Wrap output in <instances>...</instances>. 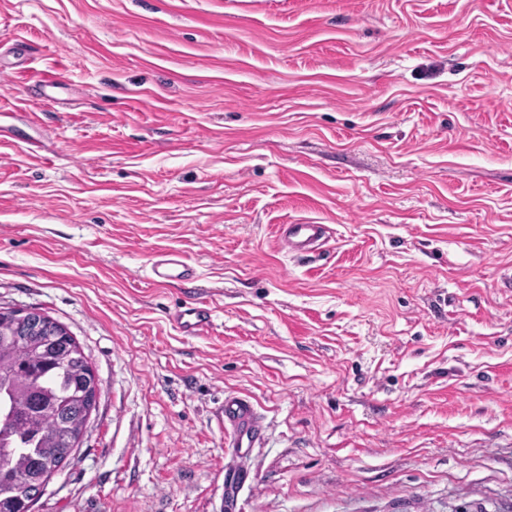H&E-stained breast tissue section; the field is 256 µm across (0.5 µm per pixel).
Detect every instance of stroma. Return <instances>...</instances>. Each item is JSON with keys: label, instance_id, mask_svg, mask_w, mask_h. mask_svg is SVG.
<instances>
[{"label": "stroma", "instance_id": "1", "mask_svg": "<svg viewBox=\"0 0 512 512\" xmlns=\"http://www.w3.org/2000/svg\"><path fill=\"white\" fill-rule=\"evenodd\" d=\"M1 98L0 311L97 382L32 512H512V0H0ZM324 224H286L281 228L280 244L287 254L315 253L327 239ZM150 274L157 283L187 282L194 278L192 267L176 252L158 255L150 267ZM171 320L184 336H200L212 323V310L203 303H192L180 307ZM218 412L231 428L230 443L233 448H250L256 439L257 422L253 404L246 398L227 394Z\"/></svg>", "mask_w": 512, "mask_h": 512}]
</instances>
